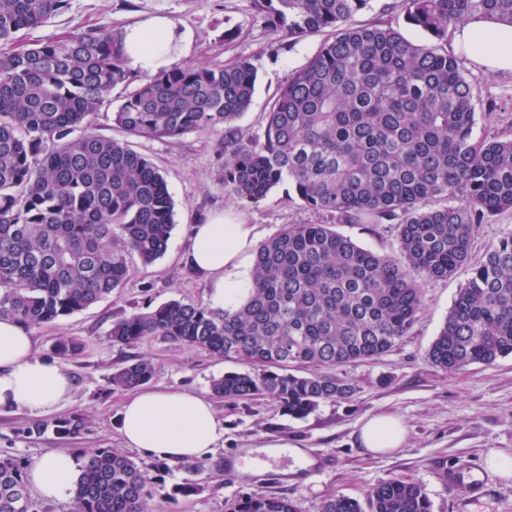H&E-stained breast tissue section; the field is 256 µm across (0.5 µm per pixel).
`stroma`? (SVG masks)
<instances>
[{"mask_svg":"<svg viewBox=\"0 0 512 512\" xmlns=\"http://www.w3.org/2000/svg\"><path fill=\"white\" fill-rule=\"evenodd\" d=\"M157 14L172 18L193 34L192 51L179 59V66L214 67L250 59L257 70L256 90L239 123L253 134L261 133L265 114L289 74L306 65L321 42L320 37H309L271 56L270 48L278 38L256 20L252 0H69L67 9L46 26L26 31L24 40H53L80 25L120 29ZM379 21L400 24L402 33L415 42L428 41L422 32L404 25L400 0H370L369 8L354 18L358 25ZM467 69L475 95L496 104L491 115L479 116L475 137H511L512 72L490 73L472 63ZM221 139V133L213 130L175 139H132L133 148L160 169L174 201L168 248L149 265L131 258L130 277L123 288L60 323L31 329L37 354L50 360L59 337L81 342L80 351L63 361L74 380L73 394L68 404L49 415L0 409V458L29 462L57 450L114 448L124 450L138 466L152 467L153 458L124 448L121 442L118 420L126 394L110 389L112 373L145 358L155 366L150 387L207 393L213 378L247 370L243 361L214 357L163 336H150L133 346L113 343L109 336L114 320L173 299L206 306L208 283L185 261L192 225L231 211L254 225L264 241L296 224L324 223V216L288 196L285 183L256 202L229 197L224 191ZM336 230L378 254L398 248L389 224H340ZM510 233L509 210L479 225L468 266L445 279L422 280L424 306L409 335L374 360L340 369V376L356 388L351 399L323 403L307 417L295 419L266 397H214L224 419L223 438L213 456L202 460L200 469L172 464L154 470L151 512H231L235 500L257 491L292 500L299 512H319L322 501L331 495L361 501L370 487L392 477L422 485L432 512H512V477L497 476L486 461L494 451L512 456V355L456 373L435 367L428 358L471 267ZM381 412L400 417L408 435L403 448L375 456L361 447L357 431L364 417ZM76 415L85 419L81 431L73 436L58 434V422ZM34 425L41 426V433L28 434V427ZM280 440L306 451L311 460L307 470L285 475L283 457L266 450L268 443ZM247 454L263 461L265 475L240 472L231 478L214 466L216 460ZM460 472L482 484V491L464 495L449 486V476ZM186 483L195 484L196 492L178 494V487Z\"/></svg>","mask_w":512,"mask_h":512,"instance_id":"35a3bbf8","label":"stroma"}]
</instances>
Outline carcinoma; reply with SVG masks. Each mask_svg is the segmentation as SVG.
<instances>
[{
  "instance_id": "carcinoma-1",
  "label": "carcinoma",
  "mask_w": 512,
  "mask_h": 512,
  "mask_svg": "<svg viewBox=\"0 0 512 512\" xmlns=\"http://www.w3.org/2000/svg\"><path fill=\"white\" fill-rule=\"evenodd\" d=\"M258 20L290 43L325 35L290 73L261 134L238 124L257 71L247 58L217 67L161 70L112 109L135 138L223 134L224 189L258 201L283 181L329 224H297L264 241L246 300L213 310L171 300L112 323V342L164 336L250 372L212 383L226 399L267 396L297 418L355 388L335 369L391 351L422 310L420 280L467 264L475 228L512 209V139H478L467 54L446 50L471 19L512 25V0H401L404 23L354 25L369 0H253ZM67 0H0V318L52 324L122 287L129 258L167 250L174 202L160 169L127 140L95 132L112 92L133 83L122 34L94 26L16 46ZM440 199L445 204L428 207ZM462 199L457 206L452 201ZM334 224H393L399 249L373 253ZM81 343L62 338L61 358ZM512 355V233L492 246L460 289L428 353L445 371ZM304 369L306 373L297 374ZM138 359L109 379L137 388L154 376ZM73 512H148L151 479L111 448L80 450ZM27 463L0 459V512H29ZM233 512H297L283 497L239 498ZM320 512H431L418 483L389 478L365 504L330 496Z\"/></svg>"
}]
</instances>
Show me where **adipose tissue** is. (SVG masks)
<instances>
[{
	"label": "adipose tissue",
	"mask_w": 512,
	"mask_h": 512,
	"mask_svg": "<svg viewBox=\"0 0 512 512\" xmlns=\"http://www.w3.org/2000/svg\"><path fill=\"white\" fill-rule=\"evenodd\" d=\"M456 39L470 59L489 72H512V26L469 22ZM129 68L152 75L191 52V33L164 16H149L126 26L122 36ZM258 237L253 225L236 215L216 214L193 225L186 263L208 284L210 308L242 303L249 291ZM74 383L63 365L40 357L34 340L17 322L0 319V407L43 415L69 400ZM126 447L170 463L203 460L224 435V421L208 395L189 391L137 389L120 411ZM407 429L391 413L363 420L358 442L379 454L403 447ZM80 463L70 453L51 452L28 467V481L50 502L75 497Z\"/></svg>",
	"instance_id": "1"
}]
</instances>
